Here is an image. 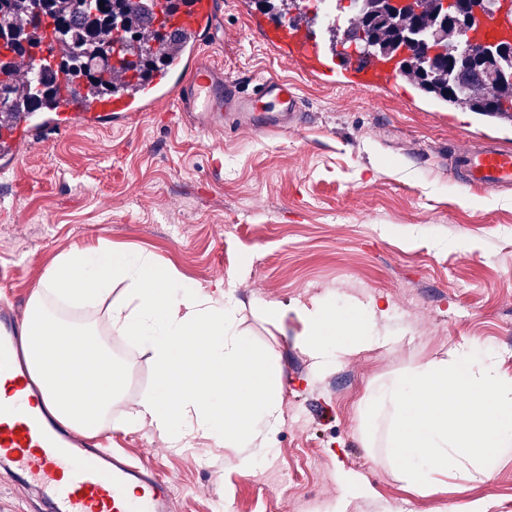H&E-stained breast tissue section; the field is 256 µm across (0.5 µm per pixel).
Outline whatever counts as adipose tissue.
Returning a JSON list of instances; mask_svg holds the SVG:
<instances>
[{
  "instance_id": "ef3b65f1",
  "label": "adipose tissue",
  "mask_w": 512,
  "mask_h": 512,
  "mask_svg": "<svg viewBox=\"0 0 512 512\" xmlns=\"http://www.w3.org/2000/svg\"><path fill=\"white\" fill-rule=\"evenodd\" d=\"M263 313L276 327L295 316L297 340L319 369L389 342L369 333L382 314L375 306L344 315L328 303L292 310L269 303ZM107 333L149 352L156 370L153 392L135 402L126 427L150 428L171 449L200 434L240 449L241 471L257 466L249 448L258 431L275 436L282 397L269 356L239 332L229 291L183 284L150 254L105 241L55 264L30 298L22 334L59 417L92 435L106 431L124 385Z\"/></svg>"
}]
</instances>
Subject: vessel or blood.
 Masks as SVG:
<instances>
[{
  "label": "vessel or blood",
  "mask_w": 512,
  "mask_h": 512,
  "mask_svg": "<svg viewBox=\"0 0 512 512\" xmlns=\"http://www.w3.org/2000/svg\"><path fill=\"white\" fill-rule=\"evenodd\" d=\"M220 7V0H177L167 30L182 44L163 70L136 88L100 97L90 95L85 85L63 83L51 114L21 116L0 131V160L12 164L22 145L74 124L95 127L109 117L124 122L158 111L166 102L190 115L199 131L237 122L241 113L255 111L267 98L278 104L268 127L293 124L301 109L293 84L266 77L246 93L207 61L205 48ZM247 20L254 36L321 84L359 90L398 87L393 59L359 54L340 58L303 23L262 12L248 13ZM492 39H512V17L491 13L471 35L475 43ZM451 169L464 188L512 190V148L504 147L496 135H484L467 152L453 155ZM17 328L14 315L0 310V382L10 389L0 399V464L10 470L15 484L41 491L46 512H174V492L166 480L92 443L48 413L49 399L18 351Z\"/></svg>",
  "instance_id": "b4317fda"
}]
</instances>
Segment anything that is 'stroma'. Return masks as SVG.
Returning <instances> with one entry per match:
<instances>
[{
	"label": "stroma",
	"mask_w": 512,
	"mask_h": 512,
	"mask_svg": "<svg viewBox=\"0 0 512 512\" xmlns=\"http://www.w3.org/2000/svg\"><path fill=\"white\" fill-rule=\"evenodd\" d=\"M209 61L251 91L256 76L294 83L297 127L196 131L176 112L126 126L73 128L23 148L0 170V305L24 314L56 260L106 241L150 253L186 281H223L239 328L272 360L283 422L251 472L237 449L206 438L165 448L149 429L122 423L152 392L149 354L114 336L124 366L106 446L168 479L176 512H461L473 498L512 512V458L490 480L447 478L434 492L407 489L383 449L363 440L369 388L468 341L512 375V190L474 194L449 173L451 154L512 118L442 107L411 90L326 87L254 38L235 0L222 9ZM327 299L385 310L370 333L397 342L317 370L296 342L297 322H267L266 303ZM372 489L345 496L339 473ZM0 512H46L38 490L19 489L0 466Z\"/></svg>",
	"instance_id": "obj_1"
}]
</instances>
